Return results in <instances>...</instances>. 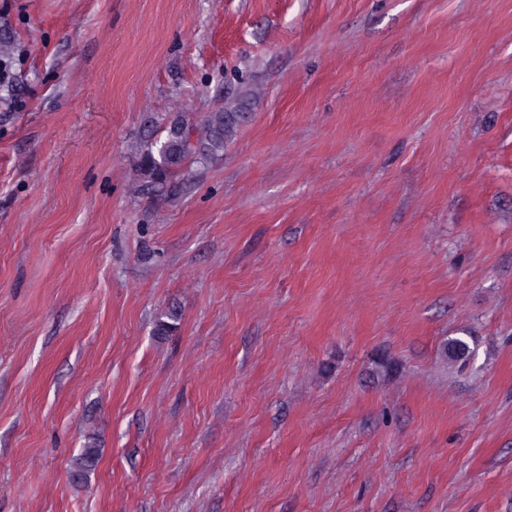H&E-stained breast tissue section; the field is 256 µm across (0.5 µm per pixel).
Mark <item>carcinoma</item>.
I'll return each mask as SVG.
<instances>
[{
  "label": "carcinoma",
  "mask_w": 512,
  "mask_h": 512,
  "mask_svg": "<svg viewBox=\"0 0 512 512\" xmlns=\"http://www.w3.org/2000/svg\"><path fill=\"white\" fill-rule=\"evenodd\" d=\"M235 123V113L222 110L209 112L200 120L188 112L175 113L165 128L164 138L141 147L139 168L142 176L150 184L164 185L174 180L187 161L224 152V139ZM448 353L453 358L463 359L470 353L469 343L463 337L450 338ZM98 457L99 449H83L76 459V478L83 479Z\"/></svg>",
  "instance_id": "1"
}]
</instances>
